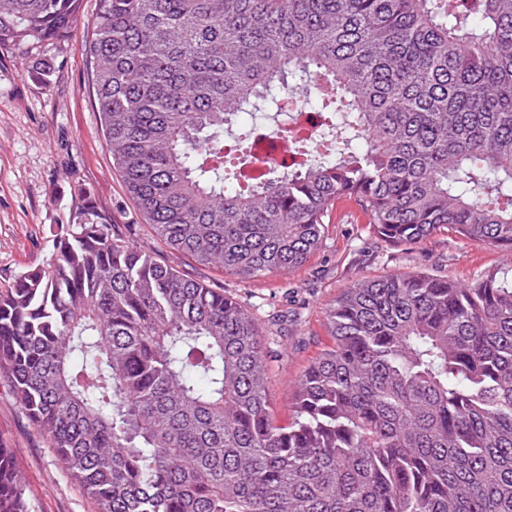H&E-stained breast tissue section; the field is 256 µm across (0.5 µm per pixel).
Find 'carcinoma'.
Listing matches in <instances>:
<instances>
[{
    "instance_id": "carcinoma-1",
    "label": "carcinoma",
    "mask_w": 512,
    "mask_h": 512,
    "mask_svg": "<svg viewBox=\"0 0 512 512\" xmlns=\"http://www.w3.org/2000/svg\"><path fill=\"white\" fill-rule=\"evenodd\" d=\"M81 0H0V46ZM101 127L176 252L244 282L304 267L353 200L376 237L512 252V0H98ZM315 92L321 142L225 129ZM0 289V376L96 512H512V275L356 281L288 423L251 308L75 211ZM0 512H30L0 448Z\"/></svg>"
}]
</instances>
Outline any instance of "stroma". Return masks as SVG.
<instances>
[{
  "mask_svg": "<svg viewBox=\"0 0 512 512\" xmlns=\"http://www.w3.org/2000/svg\"><path fill=\"white\" fill-rule=\"evenodd\" d=\"M97 0H82L61 43L0 47V287L51 256L59 225L89 202L115 233L187 279L247 303L273 333L268 392L277 421L295 401V379L327 341L326 310L356 280L423 271L455 281L512 269V255L442 234L387 246L354 202L334 208L326 241L301 270L243 282L170 250L154 234L112 165L90 86L86 43ZM49 84L34 77L41 62ZM0 443L15 449L32 512H94L57 464L0 378Z\"/></svg>",
  "mask_w": 512,
  "mask_h": 512,
  "instance_id": "obj_1",
  "label": "stroma"
}]
</instances>
